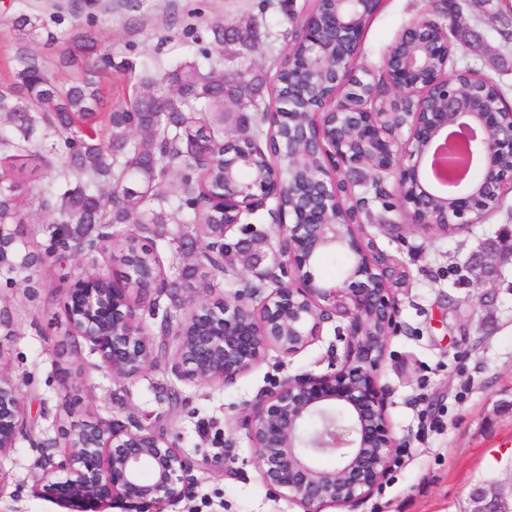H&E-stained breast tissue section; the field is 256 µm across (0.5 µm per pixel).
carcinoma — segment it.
<instances>
[{
  "label": "carcinoma",
  "instance_id": "obj_1",
  "mask_svg": "<svg viewBox=\"0 0 512 512\" xmlns=\"http://www.w3.org/2000/svg\"><path fill=\"white\" fill-rule=\"evenodd\" d=\"M13 25L22 38L44 28L37 14L21 13ZM213 50L204 58L210 64L184 61L144 80L145 90L126 106L108 113L100 128L101 105L97 83L81 78L66 88L28 56L17 59V81L0 88V226L23 223L29 205V186L35 170L31 136L38 129L53 139L51 153L62 159L54 181L39 195V206L59 212L61 219L29 229L26 238L0 258V280L13 286L23 281L28 296L35 293L33 278L22 276L20 266L41 263L64 246L85 251L101 235V229L121 224L145 227L149 244L115 232L117 251L136 261L137 274L130 285L138 296L142 283L159 269L164 233L157 224H190L204 243L194 263L183 269L185 283L170 288H212L207 271L214 270L210 249L224 244L220 224L224 218L200 203L201 183L196 162L187 154L191 144L221 143L227 136L264 137L261 123L250 126L240 112L252 103L262 78L248 70L224 80V62L234 61L254 48L253 28L211 27ZM285 61L277 70V94L288 100V89L298 80L296 65L306 50L295 29ZM96 43L78 34L69 38L65 63L90 69L95 63ZM218 60L211 61L212 56ZM326 75L311 76L306 92L309 103L332 93Z\"/></svg>",
  "mask_w": 512,
  "mask_h": 512
}]
</instances>
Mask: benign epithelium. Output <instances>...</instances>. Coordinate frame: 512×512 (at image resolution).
Here are the masks:
<instances>
[{"mask_svg": "<svg viewBox=\"0 0 512 512\" xmlns=\"http://www.w3.org/2000/svg\"><path fill=\"white\" fill-rule=\"evenodd\" d=\"M361 2L337 0L330 16L307 9L297 13L298 33L309 41L305 70L322 59L319 35L332 31L338 88L347 92L333 98L331 112L313 113L307 136L319 159L307 180L299 186L279 166L272 179L258 175L245 182L237 168L249 159L240 156L224 163L223 191L206 197L228 217L224 253L251 257L248 269L267 283L268 292L250 290L217 303L192 304L187 321L178 325L172 361L183 380L230 383L263 361L269 348L297 353L322 335L324 324L344 321L337 330L344 343L339 361L320 375L273 381L241 419L262 481L301 512L352 507L365 499L383 483L400 447L389 418V393L379 383L387 341L397 327L399 265L365 240L361 225L350 222L346 205L355 198L342 196V175L376 162L369 181L384 191L393 180L407 223L431 231L447 226L458 232L482 223L512 184V169L500 165L503 155H512V109L503 102L485 107L476 101L460 81L462 75L485 80L473 68L427 70L431 56L451 60L447 30L431 29L430 20H414L397 37L417 49L399 58L388 54L384 61L383 82L408 111L380 112L375 98L357 96L362 75L374 74L369 67L361 70L344 51L360 44ZM450 131L476 141L478 149L465 163L478 161L480 182L448 180V171L461 170L457 159L445 157L443 169L435 168L434 146ZM296 187L314 195V201L298 211L268 207ZM263 211L272 220L273 234L229 242L236 227ZM329 250L349 259L342 277L331 281L315 273L318 258ZM269 258L272 265L260 268ZM464 265L475 287L494 284L502 268L512 266V231L504 228L486 240ZM100 277L98 271L77 278L64 311L75 334L113 376L133 380L152 361V343L122 281L100 288ZM25 430L19 384L0 373V457L16 448ZM65 438L61 460L41 477L35 492L69 503L77 512H102L115 501L137 512H158L182 498L193 480L194 462L178 440L134 418L76 424ZM323 456L336 458V464L319 465ZM469 512H512V493L477 487Z\"/></svg>", "mask_w": 512, "mask_h": 512, "instance_id": "obj_1", "label": "benign epithelium"}]
</instances>
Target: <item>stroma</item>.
I'll return each instance as SVG.
<instances>
[{"label": "stroma", "instance_id": "stroma-1", "mask_svg": "<svg viewBox=\"0 0 512 512\" xmlns=\"http://www.w3.org/2000/svg\"><path fill=\"white\" fill-rule=\"evenodd\" d=\"M442 0H381L361 37V56L381 68L398 33L422 12L440 16ZM468 33L455 57L457 67L481 70L499 84L512 106V0H489L484 8L456 0ZM21 12L41 16L45 30L20 39L13 27ZM254 23L257 48L225 63L224 75L252 68L264 76L251 118L273 98L276 65L287 53L289 26L281 0H0V84L15 79L21 52L38 57L59 86L82 76L65 64L68 38L91 35L112 65L92 78L101 90L102 112H110L133 93L125 63L160 73L173 63L200 59L210 47L215 22ZM54 33L56 42L46 40ZM388 223L362 224L365 238L394 256L407 274L400 297L399 328L387 342L380 382L389 389V417L402 451L379 490L346 512H467L479 485H512V271L479 289L467 279L463 262L478 245L512 226V192L490 218L454 235L416 228L395 232L400 211ZM98 267L118 273L111 255L90 260L73 254L65 262L50 258L37 268L41 283L35 300L22 288L1 291L13 311L10 329L0 328V371L17 378L33 439L0 458V512H74L73 507L37 495L43 442L61 427L103 417L126 420L151 413L160 432L177 437L197 462L195 484L163 512H299L262 483L254 448L240 417L272 379L321 374L331 356L343 352L335 323L320 341L287 356L269 349L265 360L228 384L179 380L166 358L134 380H119L98 356L75 353L81 337L65 318L63 303L72 279ZM71 383L79 402L63 404V385ZM437 420V429L428 421Z\"/></svg>", "mask_w": 512, "mask_h": 512}]
</instances>
